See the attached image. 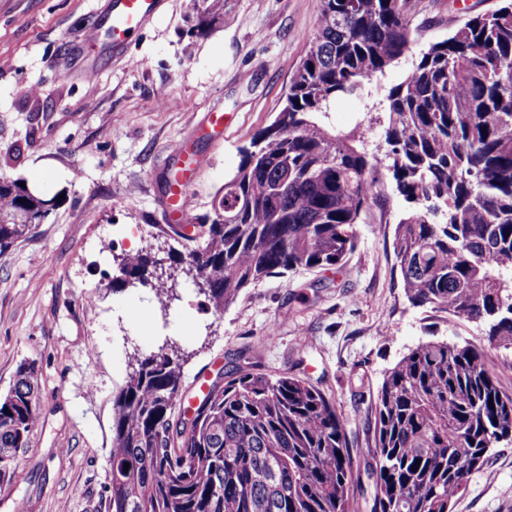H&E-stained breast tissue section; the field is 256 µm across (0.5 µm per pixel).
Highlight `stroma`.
I'll use <instances>...</instances> for the list:
<instances>
[{"label": "stroma", "instance_id": "1", "mask_svg": "<svg viewBox=\"0 0 512 512\" xmlns=\"http://www.w3.org/2000/svg\"><path fill=\"white\" fill-rule=\"evenodd\" d=\"M497 0H410L420 53ZM106 0H0V177L55 199L48 218L0 253V396L34 364L39 405L28 448L0 482V512H107L112 395L132 351L176 341L182 399L194 379L242 363L298 376L347 424L355 467L372 460L371 406L386 373L429 340L482 350L512 393V357L482 327L413 307L393 254L400 204L371 206L341 270L298 269L244 289L224 312L179 263L178 285L125 281L118 259L171 246L165 179L198 156L189 217L209 213L241 147L282 109L317 29L318 0H224V22L188 33L189 0H163L130 45L136 66L87 58L74 38ZM405 57L367 97L337 99L329 123L381 146L376 111L410 69ZM222 113L213 131L209 115ZM454 512H512V445L493 449Z\"/></svg>", "mask_w": 512, "mask_h": 512}]
</instances>
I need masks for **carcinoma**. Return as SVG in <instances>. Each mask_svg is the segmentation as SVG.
Instances as JSON below:
<instances>
[{
    "label": "carcinoma",
    "mask_w": 512,
    "mask_h": 512,
    "mask_svg": "<svg viewBox=\"0 0 512 512\" xmlns=\"http://www.w3.org/2000/svg\"><path fill=\"white\" fill-rule=\"evenodd\" d=\"M189 33L224 22V0H191ZM408 0H319L318 29L286 102L250 145L201 233L166 231L210 283L218 312L253 283L298 268L340 267L357 225L386 196L403 203L393 251L408 301L483 327L512 353V0L432 42L385 96V149L326 123L412 48ZM0 252L51 200L0 178ZM162 258L124 261L146 280ZM166 343L113 396L108 512H353L346 422L297 376L239 366L173 427L182 370ZM39 405L34 366L0 398V478L28 447ZM512 444V394L467 342L429 341L385 375L374 402L371 512H453L491 451ZM129 469H124V466Z\"/></svg>",
    "instance_id": "1"
}]
</instances>
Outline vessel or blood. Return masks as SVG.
<instances>
[{"instance_id":"b4317fda","label":"vessel or blood","mask_w":512,"mask_h":512,"mask_svg":"<svg viewBox=\"0 0 512 512\" xmlns=\"http://www.w3.org/2000/svg\"><path fill=\"white\" fill-rule=\"evenodd\" d=\"M158 8L159 0H110L107 12L97 17L94 27L84 33L80 44L86 50H96L97 33L103 28L111 36L112 49H127L130 41L137 36L144 23L157 13ZM193 165V160H184L181 176L168 188L166 210L170 223L183 225L187 222L184 203L193 184Z\"/></svg>"}]
</instances>
